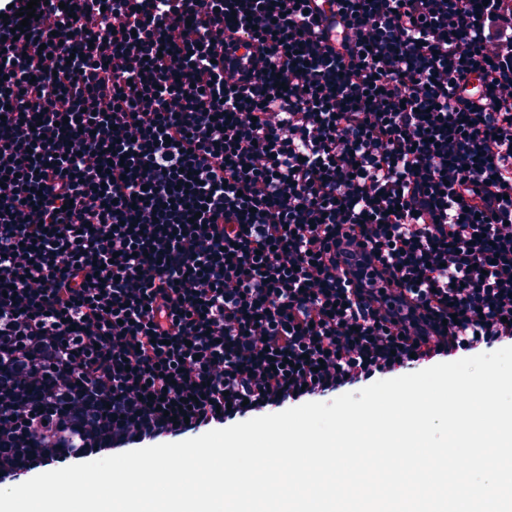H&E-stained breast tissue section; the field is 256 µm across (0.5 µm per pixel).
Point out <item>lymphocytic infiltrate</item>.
<instances>
[{"label": "lymphocytic infiltrate", "instance_id": "obj_1", "mask_svg": "<svg viewBox=\"0 0 512 512\" xmlns=\"http://www.w3.org/2000/svg\"><path fill=\"white\" fill-rule=\"evenodd\" d=\"M27 3L0 473L512 343V0Z\"/></svg>", "mask_w": 512, "mask_h": 512}]
</instances>
